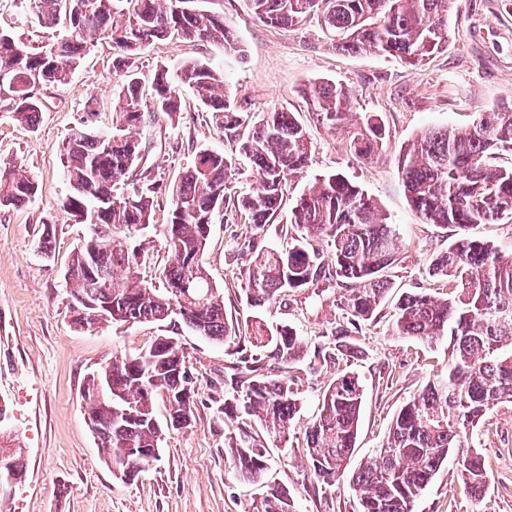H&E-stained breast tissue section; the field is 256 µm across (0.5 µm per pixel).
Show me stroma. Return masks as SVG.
<instances>
[{
    "label": "stroma",
    "mask_w": 512,
    "mask_h": 512,
    "mask_svg": "<svg viewBox=\"0 0 512 512\" xmlns=\"http://www.w3.org/2000/svg\"><path fill=\"white\" fill-rule=\"evenodd\" d=\"M204 10L222 16L235 32L243 57L227 58L212 46L175 40L155 43L138 59L144 98H151L157 63L174 66L187 58L210 61L224 70L232 103L240 112L272 108L291 112L311 137L306 171L287 181L296 196L315 177L339 173L374 197L397 224L401 261L389 272L395 292L436 290L425 274L432 253L446 247L450 230L421 223L410 207L397 173L405 145L429 127L458 128L474 112L512 104V0H452L448 41L420 65L376 53L336 51L317 18L291 28L255 19L246 0H205ZM0 28L38 47L54 41L56 29L40 26L19 0H0ZM315 80L347 85L356 113H374L386 128L383 149L360 161L345 149L347 134L331 132L313 119L302 90ZM112 48L102 41L91 49L67 86L42 92L43 112L35 129L0 115V162L19 163L38 184L30 203L0 210V433L15 438L25 462V476L0 503L5 512H245L253 493L240 482L224 458V426L213 408L224 398V345L191 332L180 342L194 378V415L189 428L166 434L161 459L134 481L116 479L104 463L84 419L81 391L86 374L113 355L146 347L160 329L141 323L96 332L77 328L71 318L64 273L73 249L87 234L86 225L70 221L61 204L68 192L60 148L84 113L96 114L97 126L112 112ZM184 112L178 124L160 120L142 136L152 150L133 178L148 177L172 185L193 161L198 149L234 156L237 193L253 186L247 158L205 121L194 91H180ZM169 206L159 195L155 223L141 236L147 248L144 277L154 276L168 261L160 234ZM250 227L233 210L218 215L204 253L212 281L224 290V312L230 319L251 313L244 281L237 273ZM52 239L50 258L39 245ZM337 289L302 288L287 301L261 310L271 326L292 327L310 342H320L334 328L339 312ZM354 340L362 354L352 362L365 382V400L350 468L372 457L394 413L429 376L440 370L443 348L392 336L389 315L380 312L365 323ZM333 370L308 364L293 370L303 399L296 418L304 431L318 410ZM269 481L287 486L297 512H354L348 480L337 482L331 495L308 490L306 456L298 439L266 436ZM473 444L485 460L487 484L481 502H471L454 464H445L417 501L414 512H512V404L483 418Z\"/></svg>",
    "instance_id": "stroma-1"
}]
</instances>
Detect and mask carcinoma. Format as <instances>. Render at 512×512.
I'll list each match as a JSON object with an SVG mask.
<instances>
[{
    "instance_id": "obj_1",
    "label": "carcinoma",
    "mask_w": 512,
    "mask_h": 512,
    "mask_svg": "<svg viewBox=\"0 0 512 512\" xmlns=\"http://www.w3.org/2000/svg\"><path fill=\"white\" fill-rule=\"evenodd\" d=\"M203 0H22L27 13L46 27L63 26L57 40L33 47L0 31V73L13 85L0 87V112L35 128L42 104L30 96L32 80L55 87L69 84L94 41L112 43V127L100 130L84 119L62 143L61 162L69 193L62 209L73 218L87 213L90 233L74 249L66 271L73 323L93 332L105 325L155 323L169 333L126 356H115L106 371L88 375L84 415L97 436L105 462L137 478L160 460L163 438L156 401L142 400L136 386L156 391L167 411L166 428L191 425L194 401L182 396L187 360L179 331L224 344L230 357L224 373V455L236 476L256 486L248 512H296L288 488L263 481L268 456L252 432L261 425L287 438L301 409L289 372L309 362L340 364L360 353L352 333L374 320L393 288L387 272L398 264L401 242L378 202L347 178L314 179L295 197L287 223L295 235L287 249L262 245L265 225L281 213L287 177L304 172L312 142L290 112L274 109L238 112L231 106L224 70L198 58L175 69L156 65L154 94L143 99L133 69L154 43L168 38L210 44L226 57L242 52L224 18L202 9ZM253 17L272 26H292L317 17L332 35L336 50L374 51L417 66L448 42V0H247ZM192 87L209 123L236 144L250 161L255 186L233 196L232 156L207 148L196 151L180 181L170 187L142 182L128 195L123 186L141 159L139 117H180L178 84ZM316 121L329 130L350 126L346 148L362 160L382 150L386 131L373 114L349 123L353 95L342 83L312 82L304 91ZM512 152V107L474 113L463 129L422 131L398 159L406 198L425 224L456 228L448 247L433 253L430 278L443 282L447 297L428 291L404 292L391 314L393 334L430 347L446 345L445 366L411 395L393 415L386 441L353 472L364 389L358 375L336 370L321 396V408L303 434L309 471L324 490L347 478L358 512H414V504L441 467L454 457L469 498L478 502L486 487V468L469 439L487 412L512 402V253L504 254L475 230L512 219V165L496 163ZM35 179L15 162L0 163V208L30 202ZM170 206L162 235L172 262L159 273L160 284L140 274L144 251L137 232L154 223L157 195ZM249 217L254 235L239 268L246 302L260 310L300 288L336 283V306L343 322L332 340L315 346L282 325L263 320L234 323L224 315V296L209 277L204 252L224 206ZM120 230L125 241H111ZM112 401L102 397L103 381ZM6 464L4 489L24 475L21 451L0 446Z\"/></svg>"
}]
</instances>
